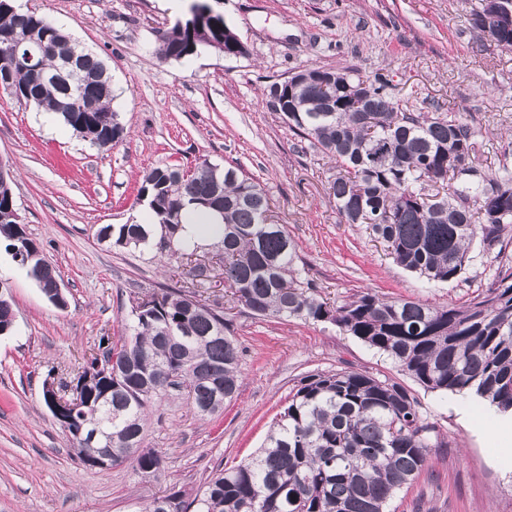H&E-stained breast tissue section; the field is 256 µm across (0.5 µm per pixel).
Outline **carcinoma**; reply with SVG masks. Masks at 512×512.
I'll use <instances>...</instances> for the list:
<instances>
[{"mask_svg": "<svg viewBox=\"0 0 512 512\" xmlns=\"http://www.w3.org/2000/svg\"><path fill=\"white\" fill-rule=\"evenodd\" d=\"M204 11L185 13L158 31L157 57L186 60L203 51L231 52L236 32L210 0ZM512 0H496L485 17L472 13L470 27L481 45L512 47V28L497 15ZM35 34L46 41L38 58L52 76L63 55L81 53L80 81L71 109L57 90L6 53L8 38ZM10 75L20 103L54 113L83 140L107 150L124 136L113 108L107 64L76 47L48 17L19 13L0 0V77ZM304 80L267 86L268 103L293 99L297 111L282 113L293 133L336 162L330 186L344 224H365L403 269L428 284L453 282L464 274L470 248L502 254L512 234V166L507 160L486 173L474 165L475 130L459 112H408L387 80L353 70L308 67ZM448 187L439 199L425 185ZM137 200L151 223L107 224L113 245L182 259L187 274L205 282L197 264L199 246L180 237L190 211L222 219L213 245L222 250L224 287L252 318L330 322L386 355L424 389L443 395L472 391L502 414L512 413V266L468 302L437 305L411 298L363 292L338 305L320 297L297 248L282 224L265 223L270 197L238 166L207 160L191 170L175 165L147 171ZM0 238L6 250L31 248L26 265L46 297L56 291L55 268L40 244L0 197ZM124 332L86 363L71 382L60 427L87 467L136 463L145 476L164 469V457L143 448L151 404L187 390L201 416L217 385L224 400L239 387L240 350L219 303L196 292L164 290L139 308L129 298ZM118 357L108 369V356ZM445 440L424 417L403 384L356 369L306 376L272 420L264 444L246 463L216 471L189 503L181 492L153 498L145 512H387L389 503L423 472L429 453Z\"/></svg>", "mask_w": 512, "mask_h": 512, "instance_id": "carcinoma-1", "label": "carcinoma"}]
</instances>
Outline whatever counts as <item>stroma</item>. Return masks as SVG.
Listing matches in <instances>:
<instances>
[{
	"label": "stroma",
	"mask_w": 512,
	"mask_h": 512,
	"mask_svg": "<svg viewBox=\"0 0 512 512\" xmlns=\"http://www.w3.org/2000/svg\"><path fill=\"white\" fill-rule=\"evenodd\" d=\"M50 15L108 65L127 134L110 150L91 147L47 112L0 92V160L28 233L55 265L67 298L58 309L0 252L16 313L0 336V512H141L175 488L186 499L217 467L247 462L271 419L305 376L341 368L390 377L410 390L444 435L427 474L388 512H512V429L473 427L484 407L428 392L385 355L329 322L254 319L213 271L207 294L233 321L242 379L223 410L198 416L186 392L148 410L145 444L165 468L146 477L134 462L89 469L43 401L47 377L73 380L100 337L123 332L129 295L175 286L176 265L100 240L107 224L143 223L138 183L154 166L237 163L268 191L321 295L341 303L372 291L433 304L464 303L485 290L498 261L472 247L454 282L424 286L397 266L362 224H344L330 195L336 167L289 130L266 104L269 80L302 67L356 69L389 79L403 106L460 112L477 131L479 168L512 144V48L482 47L469 19L481 0H218L246 44L243 57L205 52L185 62L155 54L158 30L180 11L163 0H19Z\"/></svg>",
	"instance_id": "stroma-1"
}]
</instances>
